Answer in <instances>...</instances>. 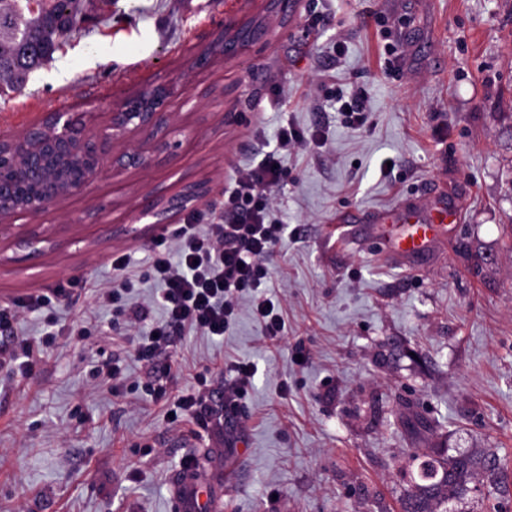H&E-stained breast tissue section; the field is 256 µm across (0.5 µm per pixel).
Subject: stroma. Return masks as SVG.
I'll return each instance as SVG.
<instances>
[{"label": "stroma", "instance_id": "obj_1", "mask_svg": "<svg viewBox=\"0 0 512 512\" xmlns=\"http://www.w3.org/2000/svg\"><path fill=\"white\" fill-rule=\"evenodd\" d=\"M87 19L23 89L0 94V137L48 112L113 111L174 86L175 134L147 166L96 181L52 206L40 242L0 238V304L70 280L61 330L32 378L0 372V512H176L184 457H195L213 512H400L410 476L403 418L429 423L418 445L491 448L512 470V0H295L281 20L267 0H87ZM268 32L237 56L196 58L229 23ZM359 89L368 123L347 127L327 91ZM324 142L282 159L276 191L287 230L269 265L286 335L273 343L242 301L217 342L186 330L153 362L97 307L112 258L141 270L185 214L144 216L147 195L205 182L204 212L236 171L273 151L281 125ZM446 188L461 218L423 255L399 258L372 224L338 213L429 208ZM86 328L70 335L73 325ZM121 358L118 391L92 364ZM256 366L219 432L171 421L148 396L169 378L187 391L224 365Z\"/></svg>", "mask_w": 512, "mask_h": 512}]
</instances>
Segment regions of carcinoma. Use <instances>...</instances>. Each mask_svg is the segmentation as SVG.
<instances>
[{
  "label": "carcinoma",
  "mask_w": 512,
  "mask_h": 512,
  "mask_svg": "<svg viewBox=\"0 0 512 512\" xmlns=\"http://www.w3.org/2000/svg\"><path fill=\"white\" fill-rule=\"evenodd\" d=\"M27 2L0 0V92L22 88L29 73L78 30L85 14L84 0H42L35 11ZM402 425L413 437L405 453L408 462L417 463V474L401 499V512H448L449 502L466 498L482 482L497 500L512 495V478L495 451L475 448L450 455L434 448L421 453L414 444L423 423L408 419Z\"/></svg>",
  "instance_id": "carcinoma-1"
}]
</instances>
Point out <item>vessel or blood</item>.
Segmentation results:
<instances>
[{"label": "vessel or blood", "mask_w": 512, "mask_h": 512, "mask_svg": "<svg viewBox=\"0 0 512 512\" xmlns=\"http://www.w3.org/2000/svg\"><path fill=\"white\" fill-rule=\"evenodd\" d=\"M458 218L457 206L440 196L431 210L401 203L389 211L372 215L371 220L379 224L401 225L400 234L390 242L391 251L412 257L426 251L446 225L456 223ZM178 504V512H211L206 493L196 486L180 489Z\"/></svg>", "instance_id": "1"}]
</instances>
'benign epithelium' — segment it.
<instances>
[{
  "instance_id": "benign-epithelium-1",
  "label": "benign epithelium",
  "mask_w": 512,
  "mask_h": 512,
  "mask_svg": "<svg viewBox=\"0 0 512 512\" xmlns=\"http://www.w3.org/2000/svg\"><path fill=\"white\" fill-rule=\"evenodd\" d=\"M236 27H226L211 49L230 58L246 43L236 40ZM175 93L172 87L150 90L153 105L139 111L124 104L107 115L106 124L98 126L96 112H49L43 119L15 137L0 138V186L23 171L40 180L37 193L17 198L0 191V236L13 228L11 221L19 216L37 218L47 208L72 195L79 194L112 172L116 177L132 168L148 163L141 152H112V147L136 133L154 140V149L164 152L172 132L171 114L166 112ZM83 162L77 178L69 177L70 162Z\"/></svg>"
}]
</instances>
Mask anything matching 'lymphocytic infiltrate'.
I'll return each mask as SVG.
<instances>
[{
    "label": "lymphocytic infiltrate",
    "mask_w": 512,
    "mask_h": 512,
    "mask_svg": "<svg viewBox=\"0 0 512 512\" xmlns=\"http://www.w3.org/2000/svg\"><path fill=\"white\" fill-rule=\"evenodd\" d=\"M321 139V133L308 136L291 123L281 127L275 151L238 170L225 188L221 217L189 212L172 233L175 247L157 242L146 275L160 286L156 300L165 312L164 321L149 324L150 311L142 306L131 304L121 310L127 322L137 328L138 360L153 359L171 346L175 333L186 329L224 337L237 320L238 302L243 298L249 299L266 338H284L285 322L266 291L265 261L286 230L273 204V194L288 177L281 155L306 141ZM70 294V289L58 284L0 305V329L8 332L0 343V371L23 378L36 374L43 361L41 353L31 339L15 334L14 328L26 315L39 313L45 335H55L58 321L51 308ZM254 375L251 364L229 363L224 368L227 393L223 405H215L204 388L179 395L176 405L200 428H223L225 421L236 415L238 402L247 394Z\"/></svg>",
    "instance_id": "lymphocytic-infiltrate-1"
}]
</instances>
